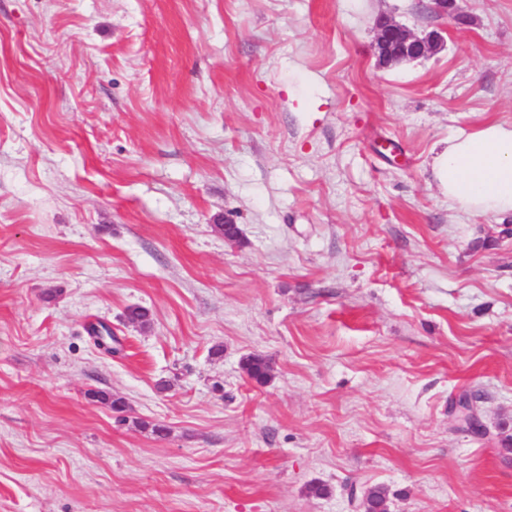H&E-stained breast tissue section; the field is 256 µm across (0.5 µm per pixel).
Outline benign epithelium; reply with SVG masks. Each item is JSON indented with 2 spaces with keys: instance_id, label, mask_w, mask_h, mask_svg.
Returning <instances> with one entry per match:
<instances>
[{
  "instance_id": "obj_1",
  "label": "benign epithelium",
  "mask_w": 512,
  "mask_h": 512,
  "mask_svg": "<svg viewBox=\"0 0 512 512\" xmlns=\"http://www.w3.org/2000/svg\"><path fill=\"white\" fill-rule=\"evenodd\" d=\"M441 46L442 37L436 31L420 36L389 19H383L377 25L376 55L384 65L418 59L435 53Z\"/></svg>"
}]
</instances>
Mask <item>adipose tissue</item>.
<instances>
[{
  "label": "adipose tissue",
  "instance_id": "1",
  "mask_svg": "<svg viewBox=\"0 0 512 512\" xmlns=\"http://www.w3.org/2000/svg\"><path fill=\"white\" fill-rule=\"evenodd\" d=\"M432 171L449 201L478 214L512 213V124L493 122L448 138Z\"/></svg>",
  "mask_w": 512,
  "mask_h": 512
}]
</instances>
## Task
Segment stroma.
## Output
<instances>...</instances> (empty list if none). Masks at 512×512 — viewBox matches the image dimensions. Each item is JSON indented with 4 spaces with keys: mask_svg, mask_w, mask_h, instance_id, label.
<instances>
[{
    "mask_svg": "<svg viewBox=\"0 0 512 512\" xmlns=\"http://www.w3.org/2000/svg\"><path fill=\"white\" fill-rule=\"evenodd\" d=\"M456 4L0 0V512H512V214L431 171L512 0ZM442 37L437 31L420 36L389 19L379 21L375 40L376 55L384 65L399 64L438 51ZM242 368L247 376L258 383H264L270 376L271 366L260 355H250L242 360Z\"/></svg>",
    "mask_w": 512,
    "mask_h": 512,
    "instance_id": "obj_1",
    "label": "stroma"
}]
</instances>
